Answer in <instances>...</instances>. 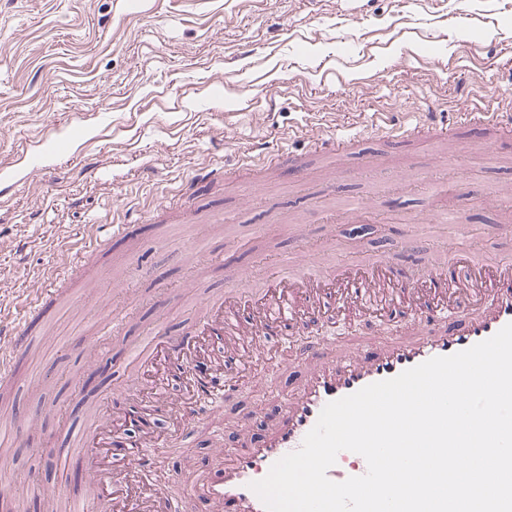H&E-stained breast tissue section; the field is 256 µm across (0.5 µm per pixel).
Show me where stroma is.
<instances>
[{"label": "stroma", "mask_w": 512, "mask_h": 512, "mask_svg": "<svg viewBox=\"0 0 512 512\" xmlns=\"http://www.w3.org/2000/svg\"><path fill=\"white\" fill-rule=\"evenodd\" d=\"M434 24L441 39L410 41L406 30ZM305 39L289 40V30ZM495 60L479 83L469 77L471 48ZM243 57L225 73V51ZM375 75L365 83L366 75ZM512 0H467L464 13L429 19L404 0H362L355 13L339 0H0V176L11 196L0 207V316L17 321L35 288L78 261L81 242L111 225L150 227L135 248L113 246L52 309L29 342L19 386L54 385L58 397L23 401L41 408V430L20 431V465L4 486L29 512L35 498L79 482L65 445L82 425L77 394L88 347L102 320L123 311L109 337L108 378L123 405L149 398L154 376L126 375L124 346L150 327L183 328L197 304L227 285L212 256L235 255L248 278L265 279L282 257L322 250L355 257L345 219L364 207V238L374 253L419 275L439 252L482 256L512 248L486 225L512 207V134L478 163H447L438 144H387L359 126L364 112L393 121L496 101L512 108ZM331 137L356 136L351 154L314 153L297 137L302 121ZM304 156L298 182L251 157L260 140ZM234 172L208 184L202 199L179 193L197 168ZM297 213L298 237L271 212ZM468 225L456 235L454 225ZM398 319L320 325L318 338L355 348L391 338ZM306 365L294 344L238 373L223 403H201L187 436L168 445L149 483L180 496L242 437L277 423L276 405L294 394ZM51 456L47 469L26 461Z\"/></svg>", "instance_id": "1"}]
</instances>
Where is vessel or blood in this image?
<instances>
[{"mask_svg": "<svg viewBox=\"0 0 512 512\" xmlns=\"http://www.w3.org/2000/svg\"><path fill=\"white\" fill-rule=\"evenodd\" d=\"M468 127L473 135L457 139L449 159H483L493 153L501 128H512V114L474 105L471 111L449 113L446 122L424 124L419 133L441 130L454 135ZM72 274H62L48 287L36 289L18 326L5 328L0 343V382L12 376L35 320L70 292ZM399 316L415 327L410 337L379 346H365L350 354L327 359L321 346L302 343L309 369L298 394L282 405V418L269 432L251 437L231 460L211 470L204 483L217 512H265L251 482L263 479L284 455L300 448L315 426L323 407L359 389L393 378L426 360L465 350L512 323V253L484 258L448 255L434 258L422 278L411 279L390 259H357L348 264L326 259H288L262 284L240 283L205 300L195 319L181 332L163 328L140 337L128 350V366L137 371L157 359L186 374L181 389L167 397L170 376L157 375V395L147 402V413H167L176 431L189 430L185 414L200 394L223 401L222 387L200 380L193 372V347L202 338L220 335L224 346L208 349L206 358L217 374L229 366L247 368L267 356L266 345L279 336L302 335L311 324L327 319L351 324L361 320ZM121 407L95 409L82 434L72 440L67 463L87 478L81 496L68 500L69 512H99L111 499L112 512H175L173 504L158 498L144 482L142 466L147 449L163 448L159 435L128 442L123 452L112 446V422L124 420ZM365 459L343 451L328 470L341 482L364 475Z\"/></svg>", "mask_w": 512, "mask_h": 512, "instance_id": "b4317fda", "label": "vessel or blood"}]
</instances>
